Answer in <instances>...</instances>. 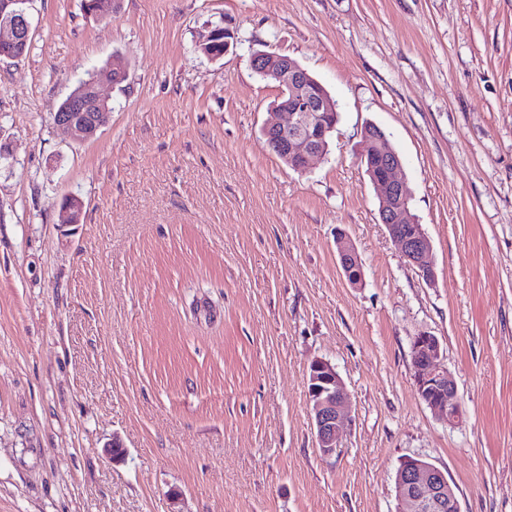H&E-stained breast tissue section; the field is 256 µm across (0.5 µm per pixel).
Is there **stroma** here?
Segmentation results:
<instances>
[{
  "instance_id": "obj_1",
  "label": "stroma",
  "mask_w": 512,
  "mask_h": 512,
  "mask_svg": "<svg viewBox=\"0 0 512 512\" xmlns=\"http://www.w3.org/2000/svg\"><path fill=\"white\" fill-rule=\"evenodd\" d=\"M29 13L28 52L0 61V512H397L408 458L447 474L460 512H512V0ZM217 24L233 40L212 60L198 45ZM258 50L336 102L305 173L262 136L278 89ZM90 72L112 111L74 143L52 114ZM370 122L403 159L434 282L380 222ZM66 196L84 203L68 236ZM340 229L362 284L339 266ZM422 333L440 342L457 424L415 391ZM316 358L350 399L328 458L307 400Z\"/></svg>"
}]
</instances>
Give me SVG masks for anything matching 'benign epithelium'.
<instances>
[{"instance_id":"benign-epithelium-1","label":"benign epithelium","mask_w":512,"mask_h":512,"mask_svg":"<svg viewBox=\"0 0 512 512\" xmlns=\"http://www.w3.org/2000/svg\"><path fill=\"white\" fill-rule=\"evenodd\" d=\"M32 0H0V58L23 55L31 36L29 4ZM253 68L276 84L279 94L274 109L282 120L263 129L267 145L292 170L304 173L312 161L326 154L328 139L336 127V102L296 60L271 51L253 54ZM106 72L114 85L127 78L126 65L112 57ZM110 113L108 99L99 90L97 75L71 92L52 121L57 130L74 142L93 138ZM363 163L378 190L381 223L398 246L403 259L416 268L423 279L435 278L433 247L422 225L410 215L409 199L402 177L399 154L387 144L384 131L375 124L362 132ZM59 206L60 227L80 224L83 203L74 196ZM339 264L348 281L362 283L359 254L343 233L336 239ZM415 390L422 401L440 419L452 424L462 416L456 400L457 389L448 370L441 367L440 344L436 337L420 334L411 344ZM308 401L316 433L317 448L328 457L348 417V394L344 381L330 361L317 358L308 372ZM397 512H455L459 509L455 493L443 471L421 459H408L396 473Z\"/></svg>"}]
</instances>
